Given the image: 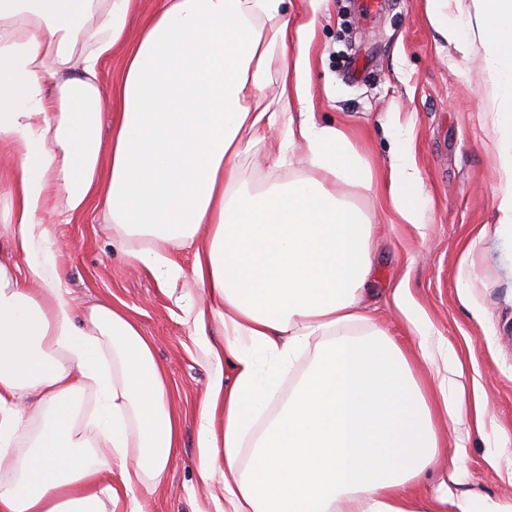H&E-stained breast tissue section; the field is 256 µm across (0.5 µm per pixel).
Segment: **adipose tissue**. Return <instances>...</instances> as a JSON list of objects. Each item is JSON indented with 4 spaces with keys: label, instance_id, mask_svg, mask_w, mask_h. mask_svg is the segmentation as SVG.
Here are the masks:
<instances>
[{
    "label": "adipose tissue",
    "instance_id": "1",
    "mask_svg": "<svg viewBox=\"0 0 512 512\" xmlns=\"http://www.w3.org/2000/svg\"><path fill=\"white\" fill-rule=\"evenodd\" d=\"M135 7L0 0V22L27 24L0 34V512H145L136 488L157 492L180 446L151 339L111 300L77 313L58 268L47 218L67 224L94 204L129 258L203 293L184 316L212 370L197 406L195 512H484L458 488L465 445L442 459L436 422L493 437L499 457L511 437L488 428L489 398L478 384L465 391L463 363L429 345L433 325L403 285L390 304L415 350L363 307L378 227L336 192L377 187L422 229L409 145L376 176L345 130L316 121L314 22L290 18L288 0H164L133 38ZM426 12L459 54L483 50L495 209L512 226V0H426ZM121 45L105 144L95 80ZM274 129V166L300 151L309 173L250 187L240 158ZM186 247L188 272L173 258Z\"/></svg>",
    "mask_w": 512,
    "mask_h": 512
}]
</instances>
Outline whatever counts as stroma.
Segmentation results:
<instances>
[{
	"mask_svg": "<svg viewBox=\"0 0 512 512\" xmlns=\"http://www.w3.org/2000/svg\"><path fill=\"white\" fill-rule=\"evenodd\" d=\"M373 15L363 0H324L315 14L310 93L319 122L347 130L372 170L389 165L392 141L382 123L396 113L399 136L411 141L419 170L416 200L423 231L398 224L387 200L362 186L346 188L355 207L380 231L375 239L366 300L372 315L404 348L408 336L389 305V290L406 282L434 324L433 346L455 347L467 377L490 401L495 425L512 433V229L497 222L492 198L497 135L486 118L490 102L482 49L461 56L434 30L426 0H387ZM254 187L303 177L305 164L272 168L269 160L241 159ZM51 235L63 248L60 270L77 308L106 298L126 307L154 343L171 384L170 404L182 416L179 454L163 490L143 495L146 512H194L199 479L195 405L211 370L182 318L198 302L193 286L168 291L146 266L129 260L102 210L90 209ZM460 487L487 504L512 503L502 474L512 459L488 466L487 441L471 436Z\"/></svg>",
	"mask_w": 512,
	"mask_h": 512,
	"instance_id": "1",
	"label": "stroma"
}]
</instances>
